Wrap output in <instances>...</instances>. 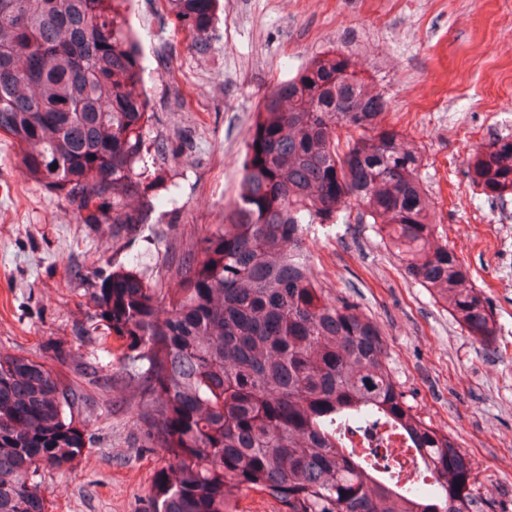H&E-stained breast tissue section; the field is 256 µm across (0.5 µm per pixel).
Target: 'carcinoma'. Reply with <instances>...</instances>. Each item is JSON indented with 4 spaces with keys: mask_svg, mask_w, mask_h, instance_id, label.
<instances>
[{
    "mask_svg": "<svg viewBox=\"0 0 512 512\" xmlns=\"http://www.w3.org/2000/svg\"><path fill=\"white\" fill-rule=\"evenodd\" d=\"M131 0H0V134L23 174L112 234L145 222V134L153 122ZM204 55L219 0H162ZM388 100L334 51L262 98L224 223L178 261L175 288L131 273L88 271V320L122 341L118 367L56 362L105 391L141 396V447L162 470L146 512H230L251 491L286 512H475L472 466L456 439L415 412L388 366L377 325L309 275L304 226L357 210L379 224L407 274L434 288L469 335H495L488 299L434 237L422 158L382 122ZM58 168H53V164ZM485 195L512 193V136L467 162ZM77 385L45 364L0 352V512H47L41 469L65 472L85 448ZM397 427L434 480L401 489L377 471V449L347 447L337 429Z\"/></svg>",
    "mask_w": 512,
    "mask_h": 512,
    "instance_id": "1",
    "label": "carcinoma"
}]
</instances>
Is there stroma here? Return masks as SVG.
<instances>
[{
	"mask_svg": "<svg viewBox=\"0 0 512 512\" xmlns=\"http://www.w3.org/2000/svg\"><path fill=\"white\" fill-rule=\"evenodd\" d=\"M129 19L155 115L148 172L162 178L148 190L149 221L117 234L77 223L71 206L22 175L19 148L1 135L0 350L51 368L55 344L85 360L121 353L115 339L79 338L90 303L76 269H132L166 287L183 251L236 200L263 94L336 49L387 98L386 124L418 149L431 221L488 298L493 343L468 336L407 278L377 225L309 226L312 272L378 324L408 403L470 458L480 512H512V288L500 284L512 194L486 197L465 174L473 148L512 136V0H224L203 56L158 0H132ZM162 140L187 148L158 149ZM60 374L94 403L81 415L86 445L72 469L40 473L48 512H143L169 460L139 445L138 393Z\"/></svg>",
	"mask_w": 512,
	"mask_h": 512,
	"instance_id": "stroma-1",
	"label": "stroma"
}]
</instances>
